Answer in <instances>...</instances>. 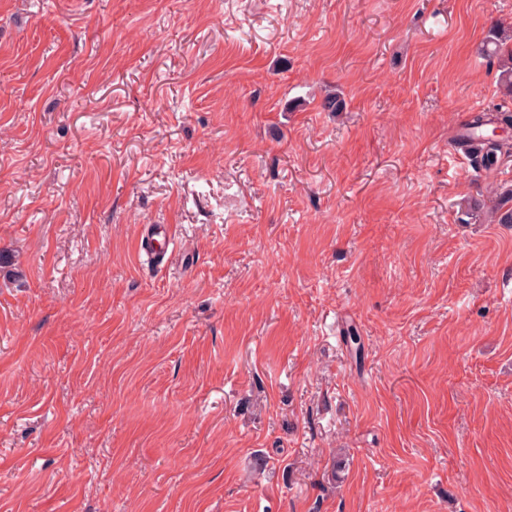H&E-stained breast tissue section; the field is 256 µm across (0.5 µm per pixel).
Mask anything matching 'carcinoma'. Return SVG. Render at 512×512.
<instances>
[{"label":"carcinoma","instance_id":"1","mask_svg":"<svg viewBox=\"0 0 512 512\" xmlns=\"http://www.w3.org/2000/svg\"><path fill=\"white\" fill-rule=\"evenodd\" d=\"M479 52L497 61L500 82L512 89V28L502 25L491 28ZM488 126L495 129L512 127V111L499 108L494 112H473L461 123L459 138L455 139L473 161L480 162L485 168L512 154V141L486 134ZM467 214L476 221L512 224V188H495L489 202L473 203Z\"/></svg>","mask_w":512,"mask_h":512}]
</instances>
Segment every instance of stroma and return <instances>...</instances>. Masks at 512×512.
<instances>
[{"label": "stroma", "mask_w": 512, "mask_h": 512, "mask_svg": "<svg viewBox=\"0 0 512 512\" xmlns=\"http://www.w3.org/2000/svg\"><path fill=\"white\" fill-rule=\"evenodd\" d=\"M495 25L0 0V512H512V156L452 142ZM512 188L499 186L492 191L489 205L485 208V202H473L469 205L467 214L475 221L487 220L490 223L512 224ZM142 242L149 246L155 257L164 260L168 253L169 246L172 244L168 226L164 224H148L145 227Z\"/></svg>", "instance_id": "obj_1"}]
</instances>
